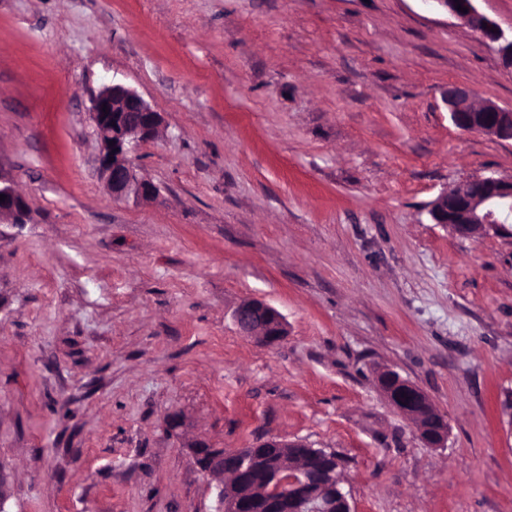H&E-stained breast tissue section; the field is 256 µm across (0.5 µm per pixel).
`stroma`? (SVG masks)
I'll list each match as a JSON object with an SVG mask.
<instances>
[{"mask_svg":"<svg viewBox=\"0 0 512 512\" xmlns=\"http://www.w3.org/2000/svg\"><path fill=\"white\" fill-rule=\"evenodd\" d=\"M114 78L163 117L135 152L150 201L97 172ZM452 84L512 107V70L428 0H0V171L30 210L0 223L12 512H215L195 437L334 452L353 512H512V238L429 214L511 176L512 143L458 130ZM251 298L277 345L239 335ZM233 320L243 336L262 347L281 342L288 334V324L282 313L258 298L241 303L233 313ZM378 382L389 404L409 423L415 424L419 414L420 422L424 426L442 423L444 417L432 406L419 411V405L431 404L428 396L415 384L400 376L392 369L382 371ZM422 442L429 448L447 447L449 426L442 423L441 427L432 433H424L418 428Z\"/></svg>","mask_w":512,"mask_h":512,"instance_id":"stroma-1","label":"stroma"}]
</instances>
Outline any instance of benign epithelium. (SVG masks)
<instances>
[{
    "label": "benign epithelium",
    "instance_id": "1",
    "mask_svg": "<svg viewBox=\"0 0 512 512\" xmlns=\"http://www.w3.org/2000/svg\"><path fill=\"white\" fill-rule=\"evenodd\" d=\"M446 12L478 33L495 49L504 67L512 70V37L476 6L477 0H435ZM468 8L463 13L456 5ZM445 101L451 122L460 130L498 140L512 141V107L491 100L478 101L463 84L448 86ZM89 115L99 143V174L115 201H139L160 189L139 175L133 157L140 143L156 136L161 114L135 90L109 81L91 98ZM0 222L27 223L28 203L10 179L0 174ZM433 221L461 238L480 239L493 234L512 238V177L495 175L467 180L440 193L432 202ZM233 320L243 336L271 347L288 336L282 313L258 298L241 303ZM378 382L389 404L409 423H416L419 406L431 404L415 384L392 369L382 371ZM449 427L432 433L419 429L429 448L447 447ZM282 449L279 456H264L255 448L215 452L196 440L188 444L194 459L207 458L202 472L215 482L219 512H353L339 474L340 460L333 452L302 442L270 438Z\"/></svg>",
    "mask_w": 512,
    "mask_h": 512
}]
</instances>
